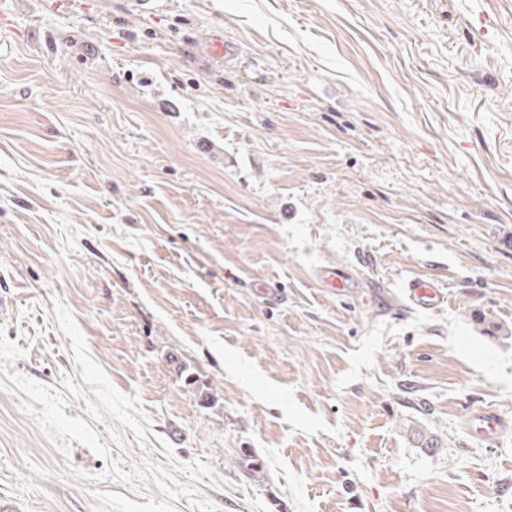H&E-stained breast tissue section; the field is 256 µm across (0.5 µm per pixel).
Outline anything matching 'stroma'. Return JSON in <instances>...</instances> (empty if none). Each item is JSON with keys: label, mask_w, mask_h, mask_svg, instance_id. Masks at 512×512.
Here are the masks:
<instances>
[{"label": "stroma", "mask_w": 512, "mask_h": 512, "mask_svg": "<svg viewBox=\"0 0 512 512\" xmlns=\"http://www.w3.org/2000/svg\"><path fill=\"white\" fill-rule=\"evenodd\" d=\"M0 298L17 512H512V0H0ZM315 279L322 288L341 291L349 287L348 273L334 265H321L315 271ZM401 290L406 307L412 310L434 311L448 301V296L443 289L430 279H410L403 284ZM512 422L494 410H481L467 417L466 429L469 434L487 441H496L504 430L511 428Z\"/></svg>", "instance_id": "obj_1"}]
</instances>
